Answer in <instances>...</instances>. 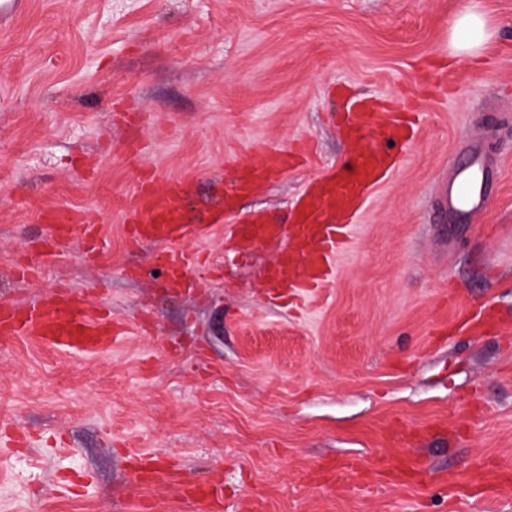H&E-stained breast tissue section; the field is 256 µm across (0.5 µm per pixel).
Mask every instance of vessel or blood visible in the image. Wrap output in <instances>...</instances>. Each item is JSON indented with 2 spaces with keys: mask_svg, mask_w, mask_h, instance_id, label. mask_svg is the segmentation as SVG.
Listing matches in <instances>:
<instances>
[{
  "mask_svg": "<svg viewBox=\"0 0 512 512\" xmlns=\"http://www.w3.org/2000/svg\"><path fill=\"white\" fill-rule=\"evenodd\" d=\"M412 132L413 123L404 115L383 112L364 102L351 104L345 125L350 152L339 170L322 173L308 185L297 201L291 222L279 224L257 216L234 233L242 249L279 245L277 259L264 273L265 288L278 295L302 296L332 275L337 254L346 245L359 214L398 166L391 145L405 143ZM468 154L469 163L439 188L452 224L469 223L489 197V164L478 142L469 143ZM304 160V154L285 147H260L256 163L228 182L222 205L207 210L200 224L187 220L192 179H173L158 189L153 169L140 168L138 189L128 209L127 234L135 243L149 241L165 246L168 283L182 287L196 261L184 250V242L208 235L223 224L225 214L235 210L240 198L288 174ZM40 219L47 223L55 242L78 235L94 249L105 245L85 210L59 206L44 211ZM125 333L122 323L92 310L82 294L68 288L54 289L22 305L0 304V336L4 338L23 337L74 352H95L112 348ZM422 466L420 458L410 453L375 462L378 472L396 481Z\"/></svg>",
  "mask_w": 512,
  "mask_h": 512,
  "instance_id": "obj_1",
  "label": "vessel or blood"
}]
</instances>
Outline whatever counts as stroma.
Wrapping results in <instances>:
<instances>
[{
	"label": "stroma",
	"mask_w": 512,
	"mask_h": 512,
	"mask_svg": "<svg viewBox=\"0 0 512 512\" xmlns=\"http://www.w3.org/2000/svg\"><path fill=\"white\" fill-rule=\"evenodd\" d=\"M469 5L495 37L478 65L448 39ZM348 94L424 115L402 162L362 213L336 277L303 303L263 301L274 252L225 249L224 231L291 202L349 145ZM160 181H195L191 210L259 145L307 143L314 162L241 199L186 248L221 269L198 291L166 286L164 250L132 245L131 139ZM480 139L493 189L471 223H443L438 185ZM57 205L99 219L107 249L79 239L40 281L21 257ZM141 269L140 279L125 276ZM63 283L155 333L98 354L0 341V512H193L183 490L222 474V512H512L475 484L512 474V0H28L0 29V302ZM493 311L503 333L459 334ZM404 422L430 476L393 484L374 460ZM167 479H136L141 455ZM359 465L348 484L337 470ZM460 475L456 488L442 482Z\"/></svg>",
	"instance_id": "1"
}]
</instances>
